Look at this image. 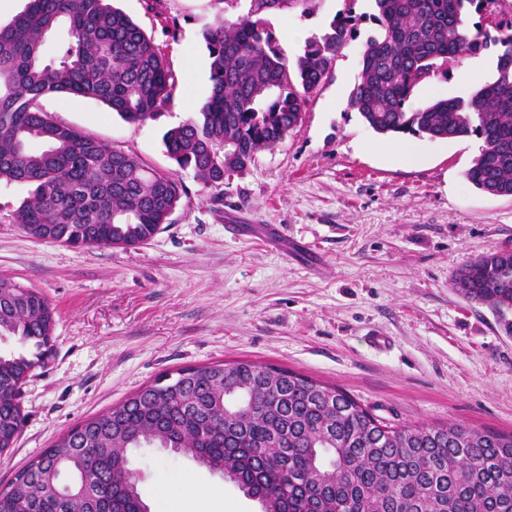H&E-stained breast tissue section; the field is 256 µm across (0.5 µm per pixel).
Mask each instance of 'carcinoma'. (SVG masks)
<instances>
[{
    "instance_id": "obj_1",
    "label": "carcinoma",
    "mask_w": 512,
    "mask_h": 512,
    "mask_svg": "<svg viewBox=\"0 0 512 512\" xmlns=\"http://www.w3.org/2000/svg\"><path fill=\"white\" fill-rule=\"evenodd\" d=\"M308 2L224 0L231 14L202 28L210 94L198 117L164 133L170 159L214 188L247 169L300 124L310 94L368 20L378 33L366 39L350 108L380 135L481 140L466 179L512 197V17L491 12L498 0H374L368 16L334 15L291 64L266 15ZM473 15L474 32L461 33ZM61 22L67 47L47 63L44 44ZM492 46L493 81L467 98L409 106L420 84ZM174 85L159 45L111 0H28L0 26V184L31 186L16 222L38 240L75 247L135 246L157 234L181 202L179 182L55 122L41 101L89 98L137 123L165 108ZM453 286L504 316L512 311V255L468 261ZM53 324L41 293L0 278V341L36 349L33 359L0 353V454L21 434L20 390L50 352ZM264 369L250 361L193 366L174 383H147L21 470L0 491V512H150L127 456L143 443L223 473L264 512H312V504L317 512H512V433L391 425L346 392L288 369L253 413L224 414V396L251 399L265 385ZM89 474L91 493L82 497Z\"/></svg>"
}]
</instances>
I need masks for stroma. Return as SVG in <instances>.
<instances>
[{
    "instance_id": "obj_1",
    "label": "stroma",
    "mask_w": 512,
    "mask_h": 512,
    "mask_svg": "<svg viewBox=\"0 0 512 512\" xmlns=\"http://www.w3.org/2000/svg\"><path fill=\"white\" fill-rule=\"evenodd\" d=\"M162 49L176 78L167 106L129 123L101 102L53 94L54 121L138 156L183 187L168 224L137 247L74 248L37 240L15 221L24 185H0V278L55 310L53 352L20 393L22 433L0 456V489L76 424L157 376L251 361L344 390L400 425L459 423L512 433V312L500 317L454 288L456 271L512 251V197L464 172L473 137L413 136L412 151L374 132L348 105L361 64L339 53L300 125L254 163L203 185L165 150L166 130L196 117L210 93L205 22L224 0H114ZM373 0H313L270 14L288 60L336 13ZM495 50L420 85L413 105L468 97L495 78ZM283 227L284 242L266 240ZM388 348L368 343L374 331ZM151 512H262L219 473L166 448L128 451ZM200 497H181L184 484Z\"/></svg>"
}]
</instances>
